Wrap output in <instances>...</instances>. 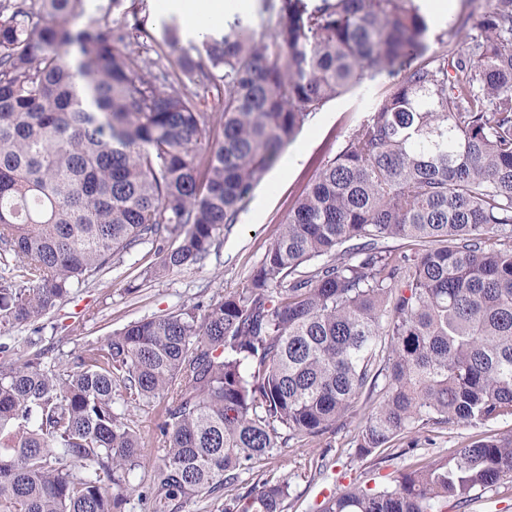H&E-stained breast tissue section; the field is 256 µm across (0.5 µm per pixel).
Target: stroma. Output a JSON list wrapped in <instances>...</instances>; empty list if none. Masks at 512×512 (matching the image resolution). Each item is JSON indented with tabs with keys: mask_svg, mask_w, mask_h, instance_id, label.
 Instances as JSON below:
<instances>
[{
	"mask_svg": "<svg viewBox=\"0 0 512 512\" xmlns=\"http://www.w3.org/2000/svg\"><path fill=\"white\" fill-rule=\"evenodd\" d=\"M393 79L377 80L328 102L310 118L295 141L261 178L238 224L220 231L205 259L163 275H154L159 256L149 244L114 260L94 280L72 290L40 321L44 342L53 344V357L69 359L89 342L104 340L128 323L162 316L198 303H210L244 288L273 241L278 226L313 176L331 159L350 130L365 115L367 104ZM301 161H294V154ZM162 401L153 399L134 408L133 415L146 448L132 476L135 486L148 483L159 462L154 446ZM358 419L303 452L283 449L265 461L263 469L290 484L287 512H317L321 502L350 483L389 485L398 470L424 457H445L480 436L512 434V420L489 425L451 426L435 432H413L414 453L369 465L356 457L354 436Z\"/></svg>",
	"mask_w": 512,
	"mask_h": 512,
	"instance_id": "obj_1",
	"label": "stroma"
}]
</instances>
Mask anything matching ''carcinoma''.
Listing matches in <instances>:
<instances>
[{"instance_id":"cac0c4a2","label":"carcinoma","mask_w":512,"mask_h":512,"mask_svg":"<svg viewBox=\"0 0 512 512\" xmlns=\"http://www.w3.org/2000/svg\"><path fill=\"white\" fill-rule=\"evenodd\" d=\"M277 2L260 39L236 17L185 47L162 21L171 80L124 50L150 34L110 18L122 0H0L1 323H36L145 242L157 275L206 256L312 114L400 74L245 288L67 361L38 339L0 365V512H124L145 448L129 408L155 398L149 512L223 490L224 512H285V479L232 491L360 403L366 462L418 428L512 420V0L458 21V54L426 42L416 0ZM199 76L215 105L190 91ZM506 476L512 435H491L381 489H339L320 512H444Z\"/></svg>"}]
</instances>
